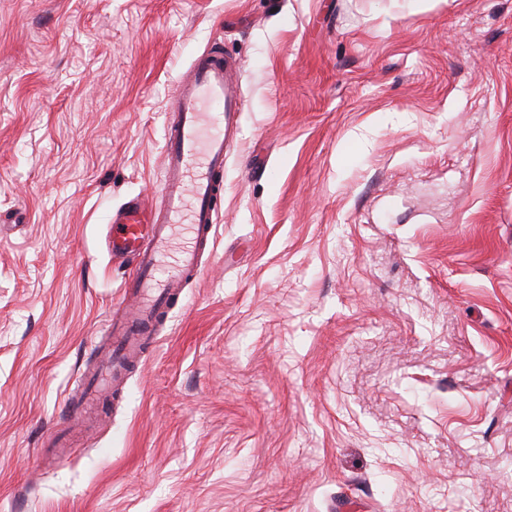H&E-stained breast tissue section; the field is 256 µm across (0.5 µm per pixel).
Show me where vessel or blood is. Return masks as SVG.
I'll return each mask as SVG.
<instances>
[{
    "label": "vessel or blood",
    "instance_id": "1",
    "mask_svg": "<svg viewBox=\"0 0 512 512\" xmlns=\"http://www.w3.org/2000/svg\"><path fill=\"white\" fill-rule=\"evenodd\" d=\"M239 68L230 56H198L184 72L165 113L162 187L158 200L133 199L112 213L106 247L133 268L124 282L121 318L106 325L108 347L98 372L82 381L69 408L90 422L112 379L138 358L181 286L202 272L199 253L215 234L217 201L224 193V160L240 135ZM185 241L173 248L177 232Z\"/></svg>",
    "mask_w": 512,
    "mask_h": 512
}]
</instances>
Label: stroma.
Segmentation results:
<instances>
[{"label":"stroma","instance_id":"obj_1","mask_svg":"<svg viewBox=\"0 0 512 512\" xmlns=\"http://www.w3.org/2000/svg\"><path fill=\"white\" fill-rule=\"evenodd\" d=\"M210 47L202 274L47 462ZM510 470L512 0H0V512H512Z\"/></svg>","mask_w":512,"mask_h":512}]
</instances>
